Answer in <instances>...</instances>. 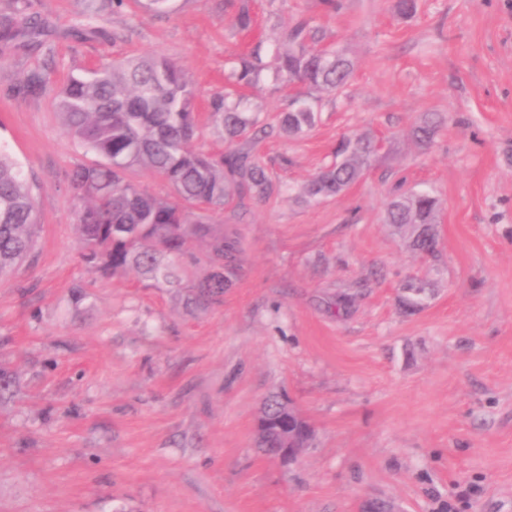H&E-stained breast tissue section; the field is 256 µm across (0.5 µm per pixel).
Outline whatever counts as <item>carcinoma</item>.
I'll list each match as a JSON object with an SVG mask.
<instances>
[{
	"label": "carcinoma",
	"mask_w": 512,
	"mask_h": 512,
	"mask_svg": "<svg viewBox=\"0 0 512 512\" xmlns=\"http://www.w3.org/2000/svg\"><path fill=\"white\" fill-rule=\"evenodd\" d=\"M84 23L72 29L78 40L104 38L96 25L106 12L126 0H81ZM235 24L249 31L255 17L249 0H234ZM48 28L46 19L30 11V0H7L0 9V43L35 42ZM308 24L296 22L267 65L255 48L238 58L235 84L254 87L272 68L276 79L296 86L301 94L333 92L350 79L354 64L344 55L310 51ZM50 83L44 73H32L16 87L19 94H39ZM243 95L224 92L210 102L209 120L221 127L225 151L192 148L201 131L196 113L198 90L184 69L163 56L113 60L72 76L56 93L57 112L67 132L86 150L100 157L78 164L70 183L82 205L77 229L82 260L100 276L134 271L146 288H172L192 311L220 303L235 286L240 237L214 220V214L234 198H264L273 183L251 153L249 143L269 134L256 115L239 111ZM306 106L281 113L279 132L299 136L315 123ZM440 121L430 117L412 130L421 145L431 144ZM380 140L360 136L343 146L346 157L322 169L305 187L310 199L338 195L348 189L379 152ZM140 170L162 177L172 197H160L136 184L130 174ZM437 200L424 193L399 195L388 205L386 223L398 228L418 225L412 247L436 252ZM40 228L39 211L30 184L20 168L0 150V275L11 274L33 252ZM205 245V272L189 274L199 263L198 243ZM288 414V399L266 397L261 418L268 425L256 434V446L266 455L283 446L278 421Z\"/></svg>",
	"instance_id": "cac0c4a2"
}]
</instances>
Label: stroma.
<instances>
[{
    "instance_id": "stroma-1",
    "label": "stroma",
    "mask_w": 512,
    "mask_h": 512,
    "mask_svg": "<svg viewBox=\"0 0 512 512\" xmlns=\"http://www.w3.org/2000/svg\"><path fill=\"white\" fill-rule=\"evenodd\" d=\"M32 3L49 35L0 46V145L41 215L33 255L0 278V365L18 388L0 402V512H512V0H419L410 18L395 0H253L249 36L224 0H171L161 16L107 13L106 41L69 37L80 0ZM300 20L355 71L319 93L310 131L264 142L277 191L221 213L242 240L223 303L191 315L136 274L89 273L67 175L95 156L54 88L165 55L204 116L237 55L270 60ZM33 71L50 91L13 95ZM292 96L268 69L242 109L271 123ZM431 114L423 147L411 130ZM360 135L385 143L364 178L305 198ZM410 192L439 201L436 256L385 221ZM280 392L315 430L290 464L254 446Z\"/></svg>"
}]
</instances>
